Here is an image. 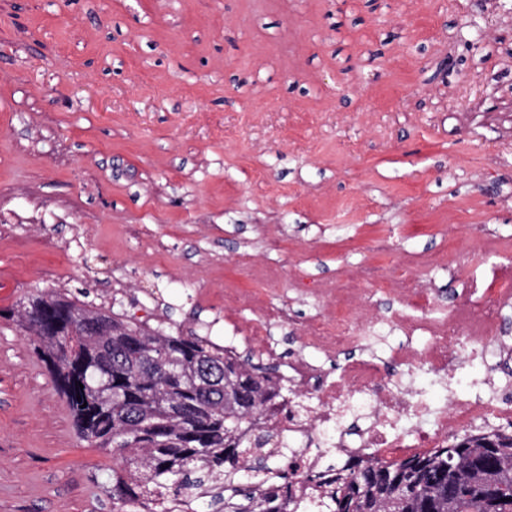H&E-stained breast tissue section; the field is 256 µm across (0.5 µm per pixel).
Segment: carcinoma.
I'll return each mask as SVG.
<instances>
[{
  "label": "carcinoma",
  "instance_id": "obj_1",
  "mask_svg": "<svg viewBox=\"0 0 512 512\" xmlns=\"http://www.w3.org/2000/svg\"><path fill=\"white\" fill-rule=\"evenodd\" d=\"M12 315L33 337L80 438L112 453L107 489L124 512H189L184 491L234 484L224 512H298L282 474L271 493L244 488L241 469L268 470L248 452L261 417L288 406L272 367L196 333H167L55 292L20 300ZM306 480L316 512H512V433L456 437L390 462L353 456Z\"/></svg>",
  "mask_w": 512,
  "mask_h": 512
}]
</instances>
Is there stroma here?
<instances>
[{
  "label": "stroma",
  "instance_id": "stroma-1",
  "mask_svg": "<svg viewBox=\"0 0 512 512\" xmlns=\"http://www.w3.org/2000/svg\"><path fill=\"white\" fill-rule=\"evenodd\" d=\"M512 235V13L499 0H0V512H117L11 310L33 289L224 342L279 280L306 351L370 240Z\"/></svg>",
  "mask_w": 512,
  "mask_h": 512
}]
</instances>
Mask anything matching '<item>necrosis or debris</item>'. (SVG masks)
<instances>
[{
	"mask_svg": "<svg viewBox=\"0 0 512 512\" xmlns=\"http://www.w3.org/2000/svg\"><path fill=\"white\" fill-rule=\"evenodd\" d=\"M465 243L447 254L412 260L400 255L388 239L373 240L372 252L388 256L385 265L365 263L346 267L335 283L319 288L327 312L309 322V344L328 356L345 354L338 374L297 357L281 377L298 395V402L266 418L275 435L273 448L289 469L321 473L331 460H344L350 448L376 460L390 462L417 454L423 448L447 443L462 426L481 430L512 424V404L504 405L493 391L491 378H467V359L504 356L501 343L507 333L504 312L512 308V245L487 236L477 225H462ZM449 267L464 285L455 304L438 308L422 276ZM397 290L403 306L388 326L406 338L426 337L419 349L391 346L386 359L363 353L362 347L378 321L370 311L375 293ZM288 312L271 308L263 320L240 326L227 316L230 333L226 351H234L238 337H246L269 358H276L273 323L287 320ZM421 371L448 386L469 382L472 392L462 398L450 394L441 407L433 406L423 389L399 388L393 372ZM333 431L332 450L320 435Z\"/></svg>",
	"mask_w": 512,
	"mask_h": 512,
	"instance_id": "1",
	"label": "necrosis or debris"
}]
</instances>
